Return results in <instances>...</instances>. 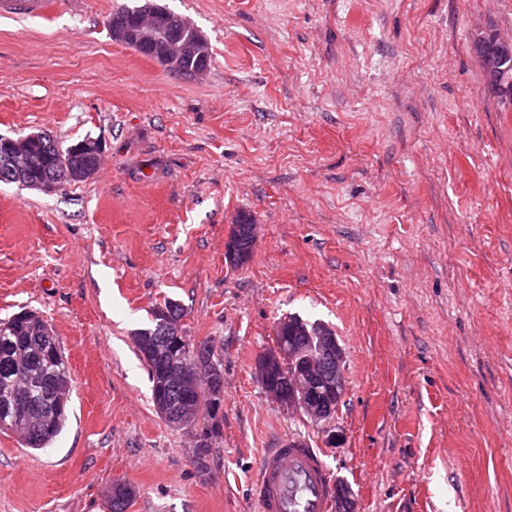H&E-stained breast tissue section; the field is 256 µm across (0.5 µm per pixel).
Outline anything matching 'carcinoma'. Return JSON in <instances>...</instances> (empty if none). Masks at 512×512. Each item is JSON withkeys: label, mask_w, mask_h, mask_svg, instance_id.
<instances>
[{"label": "carcinoma", "mask_w": 512, "mask_h": 512, "mask_svg": "<svg viewBox=\"0 0 512 512\" xmlns=\"http://www.w3.org/2000/svg\"><path fill=\"white\" fill-rule=\"evenodd\" d=\"M149 0L140 5L123 6L110 16L115 26L131 21V16L147 9ZM60 149L49 150L43 167L32 174L33 179L57 170ZM161 307L167 310L165 329L158 330L159 319L141 329L143 335L134 337L140 356L145 361L151 386L152 402L166 400L172 414L182 413L204 421L215 420L221 406L214 405L212 392L224 382L219 362H213V372L199 369L194 364L193 350L181 360L182 367L196 379L190 386L178 387L164 378L171 368L170 350L175 335L183 332V309L178 303L166 299ZM68 372L65 357L56 336H43L32 324L17 317L0 327V433L11 434L26 448L44 449L61 433L67 405L59 399L70 393L59 387L61 376ZM136 491L125 484L110 494L111 512H126Z\"/></svg>", "instance_id": "obj_1"}]
</instances>
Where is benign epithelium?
Returning <instances> with one entry per match:
<instances>
[{
    "label": "benign epithelium",
    "mask_w": 512,
    "mask_h": 512,
    "mask_svg": "<svg viewBox=\"0 0 512 512\" xmlns=\"http://www.w3.org/2000/svg\"><path fill=\"white\" fill-rule=\"evenodd\" d=\"M116 42L130 40L137 45H147L152 56L162 64L172 60L207 54L204 43L193 39L171 37L162 28L159 14L145 12L124 27L111 31ZM474 50L480 60L487 86L507 103L512 101V77L508 69L512 67V38L495 34L490 40L477 39ZM46 133L33 132L18 138L0 135V175L6 180L28 188L32 184L30 174L41 167L43 142ZM74 156L83 158L80 164H64L63 169L47 176L34 185L45 192H54L65 186V182L91 179L99 170L104 150L96 139L81 141L71 147ZM288 329L308 336L304 345L276 346L261 353L256 361V371L260 383L280 405L291 412L305 415L311 422L320 423L330 419L334 411L324 406L322 398L327 397L337 385H345V358L343 349L336 337L321 334L313 335L305 325L285 316L276 324V332ZM289 364L283 373L287 386L277 387L273 382L275 372Z\"/></svg>",
    "instance_id": "obj_1"
}]
</instances>
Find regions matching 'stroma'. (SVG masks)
Returning a JSON list of instances; mask_svg holds the SVG:
<instances>
[{
    "mask_svg": "<svg viewBox=\"0 0 512 512\" xmlns=\"http://www.w3.org/2000/svg\"><path fill=\"white\" fill-rule=\"evenodd\" d=\"M6 0L0 135L99 139L95 177L0 183V319L33 309L69 362L49 447L0 434V512H257L261 454L318 448L355 512H512V106L474 37L512 0H155L211 63L185 77L112 41L135 0ZM258 226L230 265L235 217ZM171 299L224 367L206 456L168 425L131 336ZM295 314L331 328L328 423L255 371ZM241 229H239V237H238V250L243 255V259L239 262L241 256L239 251L237 250L236 241L232 236V230L235 228V224L232 225V230L229 236L224 241V257L230 264H234L239 262L237 265H242L246 263L252 253V241L250 239L247 225H241Z\"/></svg>",
    "mask_w": 512,
    "mask_h": 512,
    "instance_id": "35a3bbf8",
    "label": "stroma"
}]
</instances>
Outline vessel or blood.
<instances>
[{"instance_id":"1","label":"vessel or blood","mask_w":512,"mask_h":512,"mask_svg":"<svg viewBox=\"0 0 512 512\" xmlns=\"http://www.w3.org/2000/svg\"><path fill=\"white\" fill-rule=\"evenodd\" d=\"M258 512H333V479L319 449L295 439L266 450L252 486Z\"/></svg>"}]
</instances>
